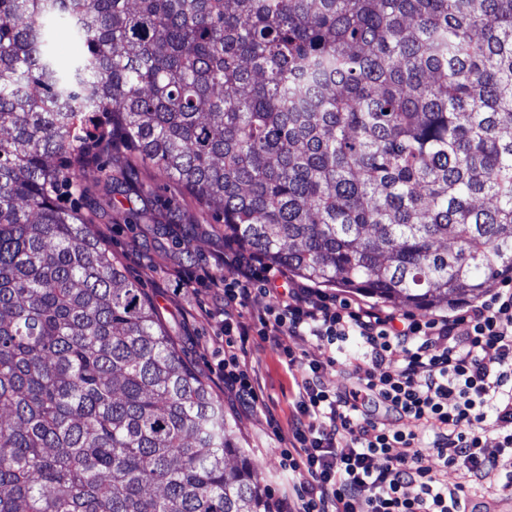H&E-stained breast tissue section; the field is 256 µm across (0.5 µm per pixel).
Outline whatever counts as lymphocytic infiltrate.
<instances>
[{"instance_id": "lymphocytic-infiltrate-1", "label": "lymphocytic infiltrate", "mask_w": 512, "mask_h": 512, "mask_svg": "<svg viewBox=\"0 0 512 512\" xmlns=\"http://www.w3.org/2000/svg\"><path fill=\"white\" fill-rule=\"evenodd\" d=\"M185 285L220 327L213 373L242 411L262 405L251 337L298 336L321 351L280 350L301 382L280 452L288 486L270 495L272 512H467L469 495L512 489V281L455 316L418 318L295 284L230 244ZM258 294L271 304L246 315ZM335 365L354 381L342 394L324 382ZM449 467L461 477L453 486L440 478Z\"/></svg>"}]
</instances>
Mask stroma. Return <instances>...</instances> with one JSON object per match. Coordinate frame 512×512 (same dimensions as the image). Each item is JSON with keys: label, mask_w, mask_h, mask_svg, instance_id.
Instances as JSON below:
<instances>
[{"label": "stroma", "mask_w": 512, "mask_h": 512, "mask_svg": "<svg viewBox=\"0 0 512 512\" xmlns=\"http://www.w3.org/2000/svg\"><path fill=\"white\" fill-rule=\"evenodd\" d=\"M46 30L49 48L59 65H67L82 54L83 46L67 20L49 18ZM82 181L84 192L71 197V206L91 217L96 237L110 249L127 276L141 284L182 359L203 381H210L212 357L206 344L218 326L193 314V299L180 275L212 267L223 259V225L217 224L212 211L196 202L178 181L150 166L138 167L116 194L107 193L97 176L87 174ZM250 357L263 409L245 413L223 389L214 388L213 394L224 405V418L239 446L245 448L256 481L270 492L286 482L279 451L291 439L300 375L289 371L269 342L255 340ZM270 414L278 422L277 429L267 424Z\"/></svg>", "instance_id": "stroma-1"}]
</instances>
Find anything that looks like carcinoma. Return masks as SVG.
<instances>
[{
	"instance_id": "1",
	"label": "carcinoma",
	"mask_w": 512,
	"mask_h": 512,
	"mask_svg": "<svg viewBox=\"0 0 512 512\" xmlns=\"http://www.w3.org/2000/svg\"><path fill=\"white\" fill-rule=\"evenodd\" d=\"M120 146L297 277L458 307L512 278V0H0V512H265L224 405L59 203ZM46 30L49 48L59 65H67L82 54L83 46L67 20L50 17L46 22Z\"/></svg>"
}]
</instances>
